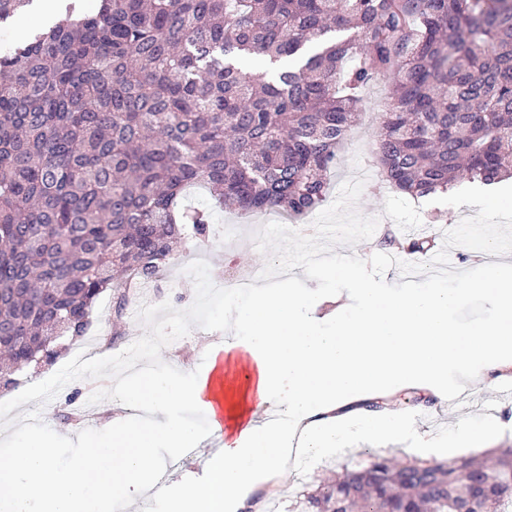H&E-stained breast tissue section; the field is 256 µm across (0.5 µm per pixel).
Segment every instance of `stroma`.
<instances>
[{
	"instance_id": "stroma-1",
	"label": "stroma",
	"mask_w": 512,
	"mask_h": 512,
	"mask_svg": "<svg viewBox=\"0 0 512 512\" xmlns=\"http://www.w3.org/2000/svg\"><path fill=\"white\" fill-rule=\"evenodd\" d=\"M387 81L380 80L371 84L365 91L368 106L357 121L350 139L339 153L338 164L331 177V195H338L341 186L349 180L360 178L364 181L362 196L357 210L362 215L378 218L379 224L373 236L354 246H339L335 252L339 255H356L369 258L381 251L380 241L385 232L399 237H417L424 232L434 235L436 244H443L444 233L448 226L457 225L463 218L476 215L477 207L463 206L455 208L447 205L432 204L428 199H413L398 192L375 191L372 163L379 128V104L388 95ZM278 221L285 223V216L273 214L243 215L233 210L218 209L212 214V233L204 247L178 245L166 269L167 274L177 276L178 284L173 288L144 289L140 300L144 303L170 301L175 308H188L194 300V286L184 269L196 260L208 263L215 282L223 281V271L227 257H234L238 268L247 270L261 267L266 263L265 255L255 247L253 236L259 225ZM493 387L502 388L492 411H485L483 399L485 394L478 382L469 380L466 372H456L448 383L449 400H421L412 404L411 390L400 393L398 404L400 413L412 417L421 413L422 418L416 423L415 434L397 440H383L374 444L352 441L344 451L314 461L308 469L291 475L286 486L274 491L273 496L281 502H288L291 494L298 487L299 481H320L333 476L339 471L346 457L365 452L382 455L397 462L430 458L440 460L461 456L462 451L453 446L448 439L449 429L465 425L475 420L491 419L500 424V433L491 440L494 448H512V370L493 375ZM97 381L90 379L75 380L66 384L58 395L43 406L28 402V409H40L42 420L55 432L63 436L76 437L78 429L64 424L58 419L57 412L68 397H77L78 401L88 400L97 388Z\"/></svg>"
}]
</instances>
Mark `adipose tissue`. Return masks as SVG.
Returning a JSON list of instances; mask_svg holds the SVG:
<instances>
[{"mask_svg": "<svg viewBox=\"0 0 512 512\" xmlns=\"http://www.w3.org/2000/svg\"><path fill=\"white\" fill-rule=\"evenodd\" d=\"M355 305L320 311L317 291L259 285L228 310L238 336L211 348L210 368L183 381L152 371L130 384L119 414L80 457L60 467L46 439H28L0 457V512H105L112 499L152 491L162 512H243L262 484L283 482L308 453H330L350 436L403 437L408 423L391 412L350 418L346 403L418 387L439 396L449 376L466 370L486 380L512 369V264L484 265L458 288L377 287L356 278ZM486 295L495 321L464 326L454 313ZM280 423L260 419L263 406ZM145 408L130 421L125 411ZM204 414L221 441L201 481L176 490L158 484L160 451L178 454Z\"/></svg>", "mask_w": 512, "mask_h": 512, "instance_id": "adipose-tissue-1", "label": "adipose tissue"}]
</instances>
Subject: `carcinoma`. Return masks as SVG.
<instances>
[{
  "instance_id": "cac0c4a2",
  "label": "carcinoma",
  "mask_w": 512,
  "mask_h": 512,
  "mask_svg": "<svg viewBox=\"0 0 512 512\" xmlns=\"http://www.w3.org/2000/svg\"><path fill=\"white\" fill-rule=\"evenodd\" d=\"M34 2L0 0V26ZM379 78L388 187L512 178V0H93L0 51V381L85 336L109 288L121 335L122 288L209 237L188 187L244 213L318 208ZM288 512H512V448L371 455Z\"/></svg>"
}]
</instances>
